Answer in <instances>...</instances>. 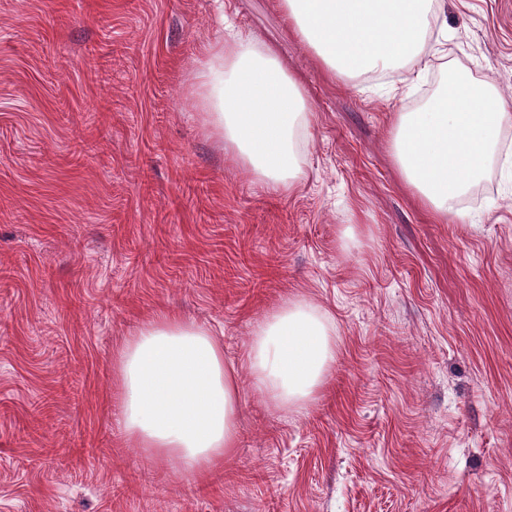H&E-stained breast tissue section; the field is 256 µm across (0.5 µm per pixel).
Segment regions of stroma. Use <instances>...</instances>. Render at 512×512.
I'll return each instance as SVG.
<instances>
[{"instance_id":"obj_1","label":"stroma","mask_w":512,"mask_h":512,"mask_svg":"<svg viewBox=\"0 0 512 512\" xmlns=\"http://www.w3.org/2000/svg\"><path fill=\"white\" fill-rule=\"evenodd\" d=\"M458 68L512 113V0H443ZM271 46L314 114L278 194L202 127L197 61L225 22ZM329 74L280 0H0V512H512V183L436 221L388 146L428 98ZM343 224L360 245L339 247ZM336 323L322 398L250 382L290 295ZM159 313L224 342L241 434L172 475L127 441L112 358Z\"/></svg>"}]
</instances>
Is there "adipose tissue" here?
<instances>
[{"instance_id": "1", "label": "adipose tissue", "mask_w": 512, "mask_h": 512, "mask_svg": "<svg viewBox=\"0 0 512 512\" xmlns=\"http://www.w3.org/2000/svg\"><path fill=\"white\" fill-rule=\"evenodd\" d=\"M291 30L334 75L424 78L433 59L453 60L440 25L442 0H281ZM206 131L251 176L279 194L306 178L314 114L274 52L237 32L212 45L197 71ZM512 113L497 89L467 78L439 85L411 112L394 113L389 149L406 184L439 221H463L464 201L499 166ZM336 362V324L304 297L285 300L255 329L248 369L279 411L301 412ZM125 436L191 477L222 465L237 444L240 383L224 345L205 325L160 314L123 338L113 355Z\"/></svg>"}]
</instances>
